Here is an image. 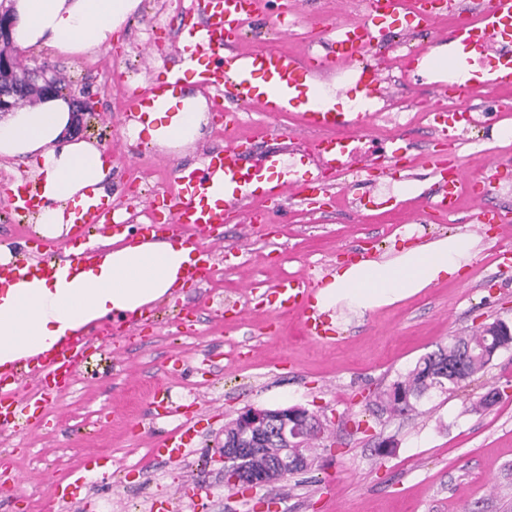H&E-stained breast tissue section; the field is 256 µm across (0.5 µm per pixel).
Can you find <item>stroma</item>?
<instances>
[{"label":"stroma","mask_w":512,"mask_h":512,"mask_svg":"<svg viewBox=\"0 0 512 512\" xmlns=\"http://www.w3.org/2000/svg\"><path fill=\"white\" fill-rule=\"evenodd\" d=\"M175 2L141 0L107 50L72 57L44 48L18 53L29 66L48 64L73 88L94 94L93 115L72 135L84 140L113 126L105 190L131 227L149 223L154 200L176 191V167L200 164L208 149L237 136L253 139L250 164L261 165L269 151L285 147L308 172L316 170L305 143L292 138L300 130L292 112L271 117L241 109L238 125L209 123L177 153L130 144L126 127L134 115L124 92L150 87L177 64L182 14ZM289 2L298 21L293 32L256 24L245 30L242 49L320 54L321 23L352 15L341 0ZM387 43L404 52L455 49L440 33L413 30L403 20ZM368 61L380 70L388 114L363 120L362 148L403 137L415 150L426 149L433 129L425 111L443 106L444 95L429 77H403L383 54L372 53ZM440 149L470 178L493 157L512 166V140L472 143L462 127ZM400 179L396 172L353 187L344 175L316 209L293 204L284 211L272 204L267 223H250L243 214L225 225L209 281L156 302L152 327L137 346L116 340L111 369L87 373L52 397L33 429L0 436V474L25 482L19 498L0 487V512H43L49 483L78 466L88 445L108 455L112 468L90 481L66 512H101L106 500L112 512H512V349L500 351L466 386L423 397L415 413L382 415L374 406L377 395L449 337L497 318L512 322V270L494 260L499 245L512 244L511 230L483 227L480 252L463 274L361 315L337 314L336 336L321 343L302 335L298 314L256 299L287 276L328 279L344 261L342 249L364 246L380 255L402 247L404 226L414 225L421 241L459 230L457 216L439 222L421 207H403L393 192ZM239 309L245 312L241 323L232 319ZM159 384L196 424L177 463L156 452L168 427L148 415ZM492 388L501 392L498 402L474 410ZM291 406L326 423V451L310 470L277 485L243 494L225 489L217 466L206 463L225 425L251 407Z\"/></svg>","instance_id":"35a3bbf8"}]
</instances>
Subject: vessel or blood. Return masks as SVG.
<instances>
[{"instance_id":"vessel-or-blood-1","label":"vessel or blood","mask_w":512,"mask_h":512,"mask_svg":"<svg viewBox=\"0 0 512 512\" xmlns=\"http://www.w3.org/2000/svg\"><path fill=\"white\" fill-rule=\"evenodd\" d=\"M430 0H365V9L350 26L328 25L324 32L331 49L310 59L299 57L285 49H264L242 53L234 43L242 32L246 20L261 15L263 0H194L192 19L183 25L182 55L200 62L195 75L199 85L223 91L228 107L225 125L238 122L237 107L249 105L269 114L295 112L300 126L307 131L326 128L336 129L333 137L313 141L311 152L319 158L321 175L313 180H298L282 175V159L273 154L267 158L268 168L278 170L279 176L272 185H264L260 169L244 162L243 144L233 142L224 150L210 154L202 166L183 167L177 181L183 188L182 196L164 198V209L154 212L153 221L139 225L132 235L133 241L153 240L164 233L182 235L192 249L193 258L185 267L184 285L199 286L211 278L213 252L205 247V240L220 242L225 224L238 216V200L253 203L252 220H259L260 204L283 202L295 197L304 204H314L318 194L327 192L326 174L338 173L352 167L361 153L355 144L352 128L359 119L350 112H339L324 106L311 80L314 70H338L353 65L363 51L396 21L404 19L424 27H434L441 13L452 14L456 0H442L443 10L429 6ZM452 38L464 51L481 54L502 39L512 38V0H480L469 17L461 19L452 29ZM481 87L494 93L512 92V56L500 55L490 68L482 71ZM183 80L178 69L168 70L164 81L149 89L132 93L128 108L145 114L155 111L168 91L177 90ZM466 111L458 106H448L433 113L434 132L437 140L447 141L451 132L457 131ZM426 163L436 178L434 195L427 208L432 217L456 213L459 197H469L472 213L471 224L506 222L499 210L489 208L485 199L488 191L477 180L454 176L452 161L436 152L426 153ZM42 205L38 193L28 185L17 188L10 200V208L25 213ZM100 227L113 234H120L121 227L112 221L111 206L93 205L76 220L73 236L79 239L83 250L76 256L83 262L97 256L91 246L89 228ZM63 260L57 259L55 249L36 243L15 255L9 264H0V278L51 279L60 272ZM319 280L286 278L273 291L276 311H297L302 315V333L309 340L322 342L335 335L336 329L319 313L314 305ZM153 315L152 309H142L140 315L110 313L86 324L76 336L53 346L43 353L0 365V430L17 428L18 420L37 419L42 413L47 396L69 388L77 367L90 343L100 342L111 346L113 331L120 330L135 335ZM30 377L35 384L28 398H21L20 383ZM191 440V421L182 419L180 425L167 431L160 448L169 460L179 461ZM96 450L85 453L84 466L71 469L61 479L52 482L48 495L54 507L69 503L85 483L87 466L97 463Z\"/></svg>"}]
</instances>
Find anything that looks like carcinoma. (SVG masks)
Here are the masks:
<instances>
[{"instance_id": "1", "label": "carcinoma", "mask_w": 512, "mask_h": 512, "mask_svg": "<svg viewBox=\"0 0 512 512\" xmlns=\"http://www.w3.org/2000/svg\"><path fill=\"white\" fill-rule=\"evenodd\" d=\"M28 66L15 61L11 70H0V87H8L19 81ZM44 95L42 84L32 81L22 86L18 104H32ZM505 321L496 320L482 325L464 336H454L448 345L420 358L403 377L393 382L384 393L382 409L394 413H409L415 410L416 402L434 390L441 392L459 386L454 373L448 370V361L463 353L466 355L465 375L471 379L483 372L493 360V353L512 347V334L504 329ZM269 422L264 436L249 443L242 450L234 473L247 480H257L264 485L283 480L290 474L310 469L320 447L314 438L301 448H292L283 456L281 432L288 421L280 410H269Z\"/></svg>"}]
</instances>
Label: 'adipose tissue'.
<instances>
[{"instance_id":"1","label":"adipose tissue","mask_w":512,"mask_h":512,"mask_svg":"<svg viewBox=\"0 0 512 512\" xmlns=\"http://www.w3.org/2000/svg\"><path fill=\"white\" fill-rule=\"evenodd\" d=\"M141 0H12L11 39L20 48L47 47L82 55L109 45ZM205 101L166 95L156 111L131 122V142L174 151L193 143L209 123ZM71 107L58 96L14 109L0 118V157L26 156L44 200L35 230L46 237L71 229L78 211L105 198L109 170L99 147L70 139ZM91 264L63 269L53 279L0 280V364L33 349L46 350L109 312H136L180 286L191 260L183 243L144 242L113 247ZM467 233L438 238L336 270L317 292L319 311L365 313L393 304L461 274L476 257Z\"/></svg>"}]
</instances>
